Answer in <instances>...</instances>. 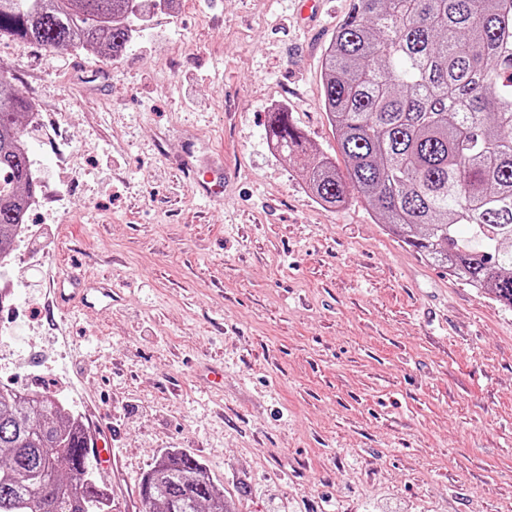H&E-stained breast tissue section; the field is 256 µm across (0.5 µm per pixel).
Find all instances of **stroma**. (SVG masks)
<instances>
[{"mask_svg":"<svg viewBox=\"0 0 512 512\" xmlns=\"http://www.w3.org/2000/svg\"><path fill=\"white\" fill-rule=\"evenodd\" d=\"M352 0H175L120 59L0 38L35 208L0 285V386L112 435V512L183 451L239 512H512V308L329 209L322 56ZM112 306L58 310V275ZM268 133L276 152L287 154L290 157H306V137L294 125L290 112L287 109L270 112ZM302 170L310 193L321 204L336 207L348 201L349 187L339 175L335 161L328 157L312 162L304 160Z\"/></svg>","mask_w":512,"mask_h":512,"instance_id":"obj_1","label":"stroma"}]
</instances>
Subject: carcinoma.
I'll use <instances>...</instances> for the list:
<instances>
[{
    "label": "carcinoma",
    "instance_id": "1",
    "mask_svg": "<svg viewBox=\"0 0 512 512\" xmlns=\"http://www.w3.org/2000/svg\"><path fill=\"white\" fill-rule=\"evenodd\" d=\"M140 0H0V36L123 55ZM322 107L340 131L344 181L328 157L302 165L321 204L350 191L425 260L512 307V0H353L322 60ZM30 100L0 71V254H12L37 194L23 118ZM276 152L307 155L283 109ZM89 428L48 393L0 388V512H103L84 466ZM141 512H236L185 452L157 459Z\"/></svg>",
    "mask_w": 512,
    "mask_h": 512
}]
</instances>
